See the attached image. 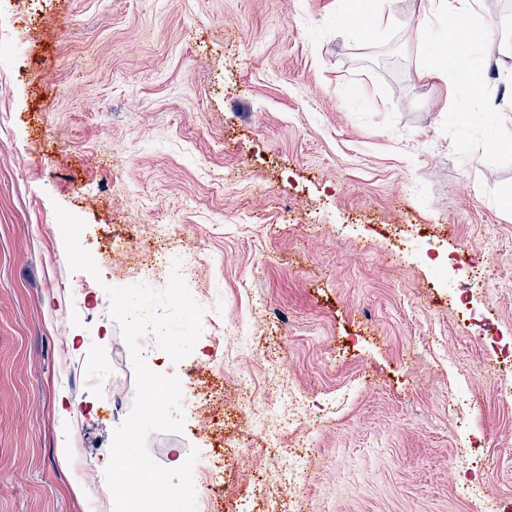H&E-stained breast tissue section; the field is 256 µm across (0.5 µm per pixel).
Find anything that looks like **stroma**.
Here are the masks:
<instances>
[{
  "label": "stroma",
  "instance_id": "1",
  "mask_svg": "<svg viewBox=\"0 0 512 512\" xmlns=\"http://www.w3.org/2000/svg\"><path fill=\"white\" fill-rule=\"evenodd\" d=\"M367 2L387 27H356L353 0H36L0 22L16 50L0 63V512H105L101 458L135 377L104 287L137 283L162 224L199 259L221 327L147 363L212 391L225 424L182 402V432L149 438L159 465L197 450L219 512H263L281 465L264 435L299 438L284 377L315 430L287 512H472L471 484L512 501L506 372L449 293L512 334V0H484L498 30L471 24L473 52L432 78L422 48L445 53V23L421 44L422 0ZM486 52L499 72L479 92L457 72ZM59 206L85 221L99 277L70 271ZM406 238L487 276L454 268L445 285ZM243 378L269 423L242 414ZM463 441L481 468L457 462Z\"/></svg>",
  "mask_w": 512,
  "mask_h": 512
}]
</instances>
